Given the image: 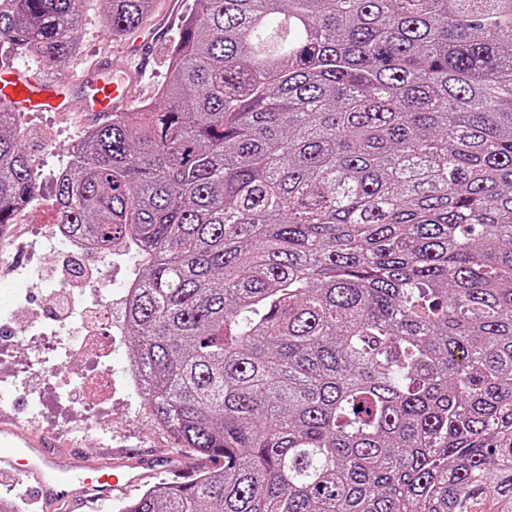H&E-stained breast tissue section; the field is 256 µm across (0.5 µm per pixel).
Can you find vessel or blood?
<instances>
[{
  "label": "vessel or blood",
  "mask_w": 512,
  "mask_h": 512,
  "mask_svg": "<svg viewBox=\"0 0 512 512\" xmlns=\"http://www.w3.org/2000/svg\"><path fill=\"white\" fill-rule=\"evenodd\" d=\"M137 70L119 76L97 69L79 78L81 93L69 92L70 80L48 81L29 69H14L0 75V103L11 111L69 112L81 110L97 120L126 111L138 79ZM44 436H34L0 416V467L23 466L29 487L44 502L63 512H101L114 493L137 486L154 467L149 458L132 452H116L92 462L77 455L57 456Z\"/></svg>",
  "instance_id": "vessel-or-blood-1"
}]
</instances>
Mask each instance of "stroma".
<instances>
[{"label":"stroma","instance_id":"35a3bbf8","mask_svg":"<svg viewBox=\"0 0 512 512\" xmlns=\"http://www.w3.org/2000/svg\"><path fill=\"white\" fill-rule=\"evenodd\" d=\"M195 8V0H157L153 14L144 27L120 42L112 41L99 25L100 0H82L79 6L80 28L78 55L61 66L48 69L39 66L36 59L21 53L15 46L0 43V72L16 66L35 67L39 76L47 80L76 79L90 67L103 63L109 71H122L133 65L131 50L158 28L162 36L151 47L152 58L144 67L135 89V103L153 99L157 89L168 76V50L181 17ZM17 120L24 131L25 147L34 160L37 183L36 199L26 216L27 228L13 247L15 257L10 280L0 285V311H10L14 303H21L25 314L40 319L48 295V288L31 276V268L58 264L60 254L47 251L45 244L56 222L54 207L55 187L52 177L70 161L73 147L91 122L84 113L73 111L66 115L55 112H22ZM123 303L120 296L112 298V387L102 396L101 410L71 416L51 399L49 388L40 377H26L27 403L14 397L18 374L25 359L43 353L45 343L35 338L26 344L16 339L0 337V415L16 421L19 427L38 435L54 438L60 454L80 452L86 459L107 456L111 450L122 448L153 458L159 470L133 487L126 495L134 500L153 485L171 480L172 472L164 464L170 456H177L184 470L199 474L220 473L214 458L178 448L171 436L158 433L151 418L145 414L137 397L128 394L121 371L128 364L130 338L122 319Z\"/></svg>","mask_w":512,"mask_h":512}]
</instances>
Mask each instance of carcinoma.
Here are the masks:
<instances>
[{
    "mask_svg": "<svg viewBox=\"0 0 512 512\" xmlns=\"http://www.w3.org/2000/svg\"><path fill=\"white\" fill-rule=\"evenodd\" d=\"M80 2L0 0V42L66 62ZM34 193L0 106V226ZM55 202L153 257L141 399L224 458L119 512H512V0H196Z\"/></svg>",
    "mask_w": 512,
    "mask_h": 512,
    "instance_id": "1",
    "label": "carcinoma"
}]
</instances>
